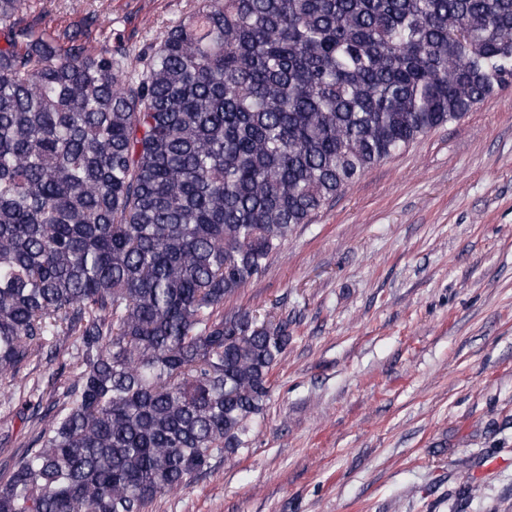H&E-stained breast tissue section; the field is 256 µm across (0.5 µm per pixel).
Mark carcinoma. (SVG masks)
Returning a JSON list of instances; mask_svg holds the SVG:
<instances>
[{
	"mask_svg": "<svg viewBox=\"0 0 512 512\" xmlns=\"http://www.w3.org/2000/svg\"><path fill=\"white\" fill-rule=\"evenodd\" d=\"M0 0V397L72 381L0 512H143L248 445L288 323L224 314L373 166L512 85V0H199L141 77Z\"/></svg>",
	"mask_w": 512,
	"mask_h": 512,
	"instance_id": "obj_1",
	"label": "carcinoma"
}]
</instances>
